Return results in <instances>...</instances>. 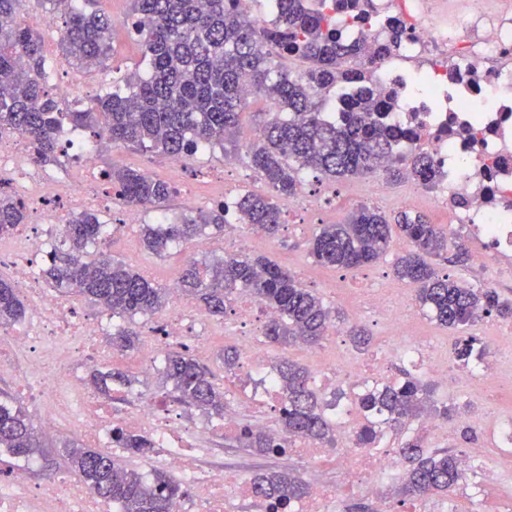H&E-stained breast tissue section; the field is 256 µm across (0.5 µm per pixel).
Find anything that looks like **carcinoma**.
I'll list each match as a JSON object with an SVG mask.
<instances>
[{
  "mask_svg": "<svg viewBox=\"0 0 512 512\" xmlns=\"http://www.w3.org/2000/svg\"><path fill=\"white\" fill-rule=\"evenodd\" d=\"M45 10L61 12L64 29L60 51L74 66L89 71L99 68L111 53L112 16L94 8L98 0H0V131H10L32 141L44 161H58L59 137L70 126L106 138L116 147L150 148L166 156L192 157L225 149L234 143L246 104L244 89L273 92L278 111L263 125L259 143L249 146L250 161L270 185L275 196L286 201L297 193L302 174L325 178L384 173L391 179L411 176L421 185L435 187L440 167L429 150L418 144L413 130L387 124L382 112L386 101L364 86L343 100L334 121L325 112V92L356 78L341 64L360 57V45L338 39L332 29L325 0L318 7L304 0H276L278 19L260 25L226 5V0H132L131 30L141 40L151 75L132 72L120 78L128 92L108 91L83 109L59 100L46 80L48 64L40 33L16 23L17 14L30 2ZM297 57L308 68L293 74L278 66L273 57ZM414 143L404 165L386 166L384 159L401 141ZM113 194L128 205L144 210H163L177 194L172 184L116 164L101 171ZM238 208L246 228L274 236L281 226V209L271 198L246 192ZM26 204L0 186V236L25 222ZM224 205L208 210L187 209L169 224L144 225L145 249L165 255L172 245L190 240L206 229H224ZM406 238L412 250L397 259L395 274L418 286L419 305L439 325L463 328L482 314L496 312L512 319V300L493 288H471L448 276H440L428 256L448 251V237L427 216L400 212L389 219L359 206L342 224H324L311 240V254L324 266L357 269L376 262L388 249L393 231ZM112 225L95 212H83L68 220L62 239L50 253L41 272L57 292L84 297L118 318L152 315L169 300L162 287L123 261L100 250L99 243ZM180 290L198 301L212 317L222 318L229 296L240 289L277 313L265 328L268 343L286 348L299 341L320 343L332 323L321 298L300 287L294 275L263 255L229 256L189 262L179 280ZM25 304L13 283L0 277V329L21 322ZM138 336L120 328L112 345L134 348ZM476 339L460 340L458 357L464 363L479 361L483 349ZM282 393L279 412L284 442L275 443L254 426L239 427L235 440L260 454L284 455L287 439L305 437L321 444L333 443V426L326 416L323 395L309 385L308 369L290 359L274 365ZM165 376L178 392L177 400L208 413L224 414V390L208 367L181 351L165 359ZM104 394L131 383L119 370L93 376ZM429 390L410 371L392 384H378L363 392L358 405L364 423L355 434L358 448H377L381 425L401 428L427 410ZM115 445L135 457L152 451L148 438L120 428L112 431ZM0 448L14 457L33 460L43 454L36 427L21 406L0 400ZM398 452L406 463L400 492L414 500L453 492L464 479L458 455L430 452L418 438L401 443ZM67 466L102 498L120 505L122 512H171L183 496L181 482L165 471H154L147 481L137 470L123 465L108 451L87 448L73 440L63 445ZM254 496L284 509L306 497L309 485L288 469L251 474Z\"/></svg>",
  "mask_w": 512,
  "mask_h": 512,
  "instance_id": "obj_1",
  "label": "carcinoma"
}]
</instances>
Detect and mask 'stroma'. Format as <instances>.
<instances>
[{"label":"stroma","mask_w":512,"mask_h":512,"mask_svg":"<svg viewBox=\"0 0 512 512\" xmlns=\"http://www.w3.org/2000/svg\"><path fill=\"white\" fill-rule=\"evenodd\" d=\"M100 9L111 14L120 21L113 35L114 54L105 68L89 73L88 87L91 95L103 93L111 88L115 77L129 72L146 74L148 64L143 58L139 43L131 36L128 28L123 26V19L131 15V0H100ZM272 106L265 95L255 94L248 98L242 125L237 136L238 143L228 150L214 152L190 158L189 173L185 178L173 176L166 156L152 151H123L121 163L152 176L171 182L177 190V196L170 202V212H179L185 206L186 198H194L195 208L210 209V196L218 189L217 182L224 168L226 155L237 157L238 164L244 173L238 185L239 192L268 194L269 188L250 165L246 146L257 140L261 125L267 120ZM370 179L359 176L347 181L332 183L324 179H310L307 189L314 193L318 205L305 213L284 210L283 228L272 238L271 245L265 254L288 268L298 279L302 287L307 288L318 296L332 310L347 313V297L353 296L361 289L380 283L397 289L407 299H414L415 290L408 283L397 279L392 271V265L397 255L402 254L407 244L404 240L394 239L387 254L376 263L357 269H334L319 265L310 253L309 242L317 232L316 222L323 211H331L335 222L344 219L358 206L366 205L391 215L400 211V202L408 187V181L401 180L390 183L389 196L386 200L377 201L365 194L364 189ZM207 248H199L195 242L189 241L173 248L167 256L157 257L147 252L142 241L141 233L125 235L123 231H115L108 248L113 257L121 259L138 268L141 272L153 278L159 285L171 287L177 280L188 261L203 258H219L224 254V235L215 229H207ZM502 320L497 315L483 317L475 325L463 329H447L429 319L425 322L427 335L432 336L435 344L446 351L450 364H458L455 352L460 339L466 336L484 340L489 327L501 325ZM135 351H124L121 358L114 362H103L100 371L116 367L126 372L131 380V386L113 392L114 410L131 406L134 397L151 393H171L172 385L166 382L161 372H153L143 376L134 365ZM422 382L427 383L430 393V405L434 408L450 406L449 423H456L459 414L470 410L480 412L494 407L495 402L489 395L476 396L466 392L448 393L443 384L430 375H422ZM40 439L49 457L48 462L29 465L28 479L31 483H41L46 477L66 472L67 466L58 453V449L67 440L73 439L76 433L73 429H40ZM213 447L217 449V458L228 467L255 470L290 469L297 472L306 482L331 484L336 480L335 472L327 466L311 467L292 457L259 455L246 448L237 447L234 441L214 439Z\"/></svg>","instance_id":"stroma-1"}]
</instances>
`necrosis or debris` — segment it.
<instances>
[{
	"mask_svg": "<svg viewBox=\"0 0 512 512\" xmlns=\"http://www.w3.org/2000/svg\"><path fill=\"white\" fill-rule=\"evenodd\" d=\"M330 14L338 38L367 51L353 64L359 80L345 84L346 93H355L363 84L381 95L389 105L388 122L420 132L444 173L435 194L411 190L404 199L406 207L425 205L446 212L449 223L458 227L452 235L457 244L480 239L474 263L485 283L495 284L504 273L501 257L512 254V0H330ZM387 42L393 45L391 53L376 58L379 45ZM65 146L78 150L85 178L55 176L29 141L0 133V177L10 176L18 184L28 212L23 234L13 236L12 247L0 246V264L12 267L14 285L26 298L31 315L25 329L7 337L21 363L13 375L45 425L72 426L88 447H100L114 427L151 437L157 448L155 466L178 475L189 491L173 512H236L239 503L252 497L249 473L213 462L210 440L217 432L234 434L237 414L188 424L158 393L140 399L129 411L115 413L99 392L80 381L82 370L112 359V351L101 343L112 330V318L88 314L50 295L40 266L49 254V233L61 232L73 211L103 208L107 202L94 179L102 141L73 132ZM368 311L385 325L388 335L403 339L395 357L466 388L490 378L512 394V373L500 372L501 360L512 362L511 335L490 334L491 359L452 369L436 357L429 338L411 334L418 312L409 302L368 294L357 302L354 314ZM229 313L230 320L213 323L197 309L177 303L165 319L149 324L135 365L150 375L159 364L163 341L206 357L210 344L205 327L215 325L221 333L243 339V375L255 386L249 406L277 413L281 399L269 351L252 341L272 314L248 296L236 300ZM388 373V361L357 366L340 352L329 361L315 360L312 367L313 379L322 388L334 387L344 378L351 380L354 394L383 382ZM330 413L347 451L330 458L319 443L294 438L287 441L288 454L309 466L329 462L339 484L311 485L289 512H331L337 488L376 495L400 471V460L391 450L350 447L357 418L352 399L335 403ZM467 424L491 434L483 447L459 453L464 469H471L473 461L481 463L479 512H512V496L502 493L503 488L512 489V413L484 411L468 417ZM42 501L51 502L53 512H108L103 500L77 477L57 476L32 484L21 472H0V512H40Z\"/></svg>",
	"mask_w": 512,
	"mask_h": 512,
	"instance_id": "1",
	"label": "necrosis or debris"
}]
</instances>
